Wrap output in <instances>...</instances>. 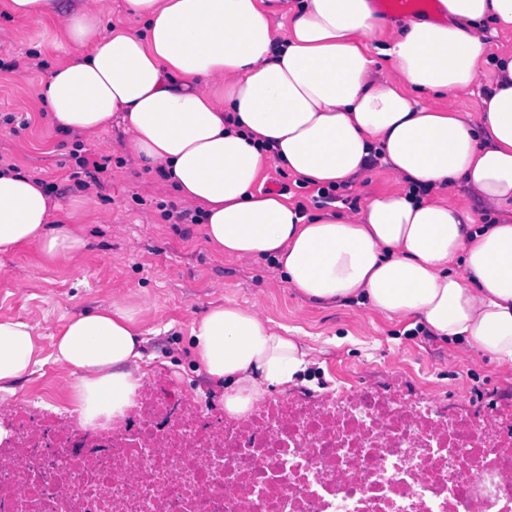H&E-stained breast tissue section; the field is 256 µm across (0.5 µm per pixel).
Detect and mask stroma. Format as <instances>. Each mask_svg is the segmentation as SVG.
<instances>
[{
  "mask_svg": "<svg viewBox=\"0 0 512 512\" xmlns=\"http://www.w3.org/2000/svg\"><path fill=\"white\" fill-rule=\"evenodd\" d=\"M48 33L35 23L0 17V57L20 60L0 71V159L39 178L68 204L91 191L87 246L78 262L50 264L36 246L0 255V317L26 318L39 336L44 362L16 387L28 397H67V371L51 357L53 336L76 313L125 297L142 310L150 330V370L200 390L189 355L193 320L217 304L258 305L276 324L316 350L312 371L323 389L347 380L381 384L405 379L437 394L449 408L486 410L512 402V370L475 349L442 342L411 326L352 303L322 308L304 301L265 261L243 264L216 256L197 224H175L164 206L186 209L172 185L123 148L120 124L91 141L61 137L39 97L41 68L26 53ZM102 164L90 188L77 186L72 150Z\"/></svg>",
  "mask_w": 512,
  "mask_h": 512,
  "instance_id": "1",
  "label": "stroma"
}]
</instances>
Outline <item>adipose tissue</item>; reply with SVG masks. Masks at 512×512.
I'll list each match as a JSON object with an SVG mask.
<instances>
[{
	"label": "adipose tissue",
	"instance_id": "ef3b65f1",
	"mask_svg": "<svg viewBox=\"0 0 512 512\" xmlns=\"http://www.w3.org/2000/svg\"><path fill=\"white\" fill-rule=\"evenodd\" d=\"M126 3L133 25L106 27L91 0H0L1 13L54 27L39 50L58 134L91 138L121 119L127 149L199 210L217 255L272 259L307 302L412 318L512 368V56L486 51L488 27L512 29V0H436L440 20L397 26L372 0ZM474 93L476 111L451 106ZM377 156L392 189L348 212L263 188L272 163L326 187ZM89 216L88 200L53 203L39 179L0 166V255L35 245L77 262ZM190 336L198 375L233 416L268 388L307 385L315 365L255 308L215 305ZM146 343L126 300L70 316L51 356L75 411L123 416L147 378ZM42 354L28 321L0 318V392Z\"/></svg>",
	"mask_w": 512,
	"mask_h": 512
}]
</instances>
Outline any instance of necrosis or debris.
Wrapping results in <instances>:
<instances>
[{
    "label": "necrosis or debris",
    "instance_id": "4bbe7bcc",
    "mask_svg": "<svg viewBox=\"0 0 512 512\" xmlns=\"http://www.w3.org/2000/svg\"><path fill=\"white\" fill-rule=\"evenodd\" d=\"M0 512H512V405L392 380L268 395L243 417L146 382L121 422L0 410Z\"/></svg>",
    "mask_w": 512,
    "mask_h": 512
}]
</instances>
